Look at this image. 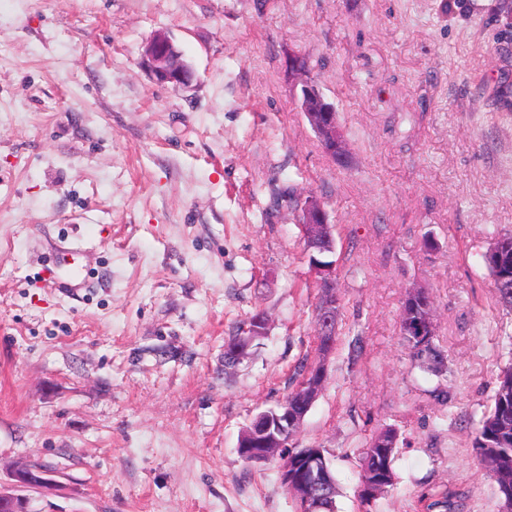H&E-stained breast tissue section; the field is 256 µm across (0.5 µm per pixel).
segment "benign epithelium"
Wrapping results in <instances>:
<instances>
[{"label":"benign epithelium","instance_id":"obj_1","mask_svg":"<svg viewBox=\"0 0 512 512\" xmlns=\"http://www.w3.org/2000/svg\"><path fill=\"white\" fill-rule=\"evenodd\" d=\"M141 64L148 70L155 84L160 86L173 85L188 88L193 81V71L190 65L182 59V55L171 37L162 31L155 33L143 46ZM288 80L293 87L299 88V102L302 112L309 124L320 138L324 152L331 158L345 155V146L336 136V127L331 122L329 112L333 111L331 104L324 100L317 86L308 78L306 71L293 61H288ZM300 224L304 230L306 251L313 259L311 273L316 282L328 295L327 301L320 310L319 332L325 337L332 335L333 322L336 315V264L327 260L323 249V233L327 225V217L320 201L308 195L300 211ZM268 319L259 314L247 327L245 335L239 337L236 345L230 350V357L239 360L248 344L256 336L266 334ZM300 416L288 415V404H282V415L276 422H266L264 414H258L251 422V427L261 443L270 448H286V424H296ZM295 467L301 469L303 486L306 490L317 488L321 484V473L316 466L315 455L304 449L291 452ZM18 487H44L48 479L43 477V471L20 470L15 474Z\"/></svg>","mask_w":512,"mask_h":512}]
</instances>
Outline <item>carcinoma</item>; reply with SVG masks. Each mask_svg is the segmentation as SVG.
I'll return each mask as SVG.
<instances>
[{"label": "carcinoma", "mask_w": 512, "mask_h": 512, "mask_svg": "<svg viewBox=\"0 0 512 512\" xmlns=\"http://www.w3.org/2000/svg\"><path fill=\"white\" fill-rule=\"evenodd\" d=\"M484 263L493 280L498 301L512 307V234L494 239L483 255ZM400 333L411 352L412 360L425 371L435 372L442 364L441 353L436 349L434 339L420 347L411 342L410 329L400 322ZM399 433L390 427L375 434L368 442L361 464L359 480L373 473L383 480L375 495H360L365 512H371L375 501L393 490L396 480L394 463L398 452ZM472 448L478 462L494 478L497 493L512 490V363L500 369L497 375V389L492 396L488 411L480 420L472 438ZM324 455L327 484L315 491L311 502H306L304 492L297 485L287 488L294 495L296 512H336L338 494L326 449H319ZM461 494L448 489L430 497L427 512H458Z\"/></svg>", "instance_id": "obj_1"}]
</instances>
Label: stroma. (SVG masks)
Masks as SVG:
<instances>
[{"instance_id": "obj_1", "label": "stroma", "mask_w": 512, "mask_h": 512, "mask_svg": "<svg viewBox=\"0 0 512 512\" xmlns=\"http://www.w3.org/2000/svg\"><path fill=\"white\" fill-rule=\"evenodd\" d=\"M167 31L192 88L156 85ZM337 112L330 159L285 73ZM512 0H0V489L26 512H294L278 460L242 430L313 355L316 281L299 216L336 226L339 342L293 437L325 448L337 512H361L363 449L400 434L373 512L463 493L497 512L471 448L512 363V308L482 256L512 233ZM82 242L91 285L47 286ZM434 300L439 371L411 363L400 312ZM269 319L233 367L224 342ZM50 483L18 490L17 466Z\"/></svg>"}]
</instances>
